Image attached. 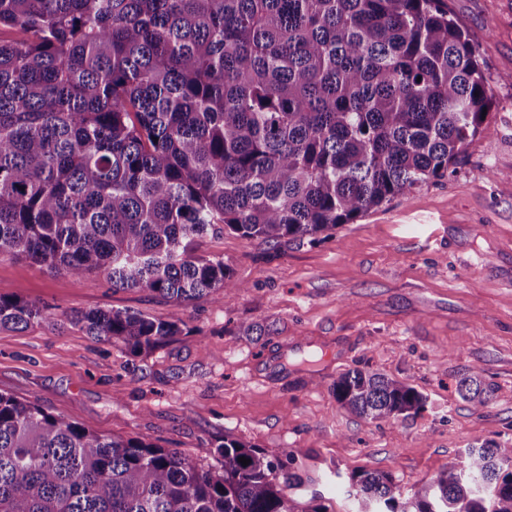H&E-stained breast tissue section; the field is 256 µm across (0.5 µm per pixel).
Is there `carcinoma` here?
I'll return each mask as SVG.
<instances>
[{"label": "carcinoma", "mask_w": 512, "mask_h": 512, "mask_svg": "<svg viewBox=\"0 0 512 512\" xmlns=\"http://www.w3.org/2000/svg\"><path fill=\"white\" fill-rule=\"evenodd\" d=\"M0 257L175 302L241 285L196 253L213 226L280 246L329 237L465 158L490 97L441 0H0ZM65 320L133 354L180 333L119 309ZM56 313L0 294V328ZM461 397L487 404L474 372ZM336 402L370 421L421 412L415 387L357 369ZM216 473L0 393V512H328L230 436ZM250 460L244 466L239 458ZM360 512H512V445L476 440L404 493L342 487Z\"/></svg>", "instance_id": "carcinoma-1"}]
</instances>
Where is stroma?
I'll return each instance as SVG.
<instances>
[{
  "instance_id": "35a3bbf8",
  "label": "stroma",
  "mask_w": 512,
  "mask_h": 512,
  "mask_svg": "<svg viewBox=\"0 0 512 512\" xmlns=\"http://www.w3.org/2000/svg\"><path fill=\"white\" fill-rule=\"evenodd\" d=\"M476 46L491 108L465 160L341 225L331 237L271 246L208 232L241 291L178 303L115 290L100 274L52 273L0 258V293L54 309H127L178 322L140 354L79 328L0 329V393L105 434L146 437L221 469L232 436L286 455L304 497L356 512L339 476L429 481L476 439L512 442V0H444ZM367 369L426 398L418 415L369 422L341 408L336 377ZM480 372L474 407L458 382ZM458 391L464 400L472 402L475 406H484L487 404L492 388L486 384L478 372L460 380Z\"/></svg>"
}]
</instances>
